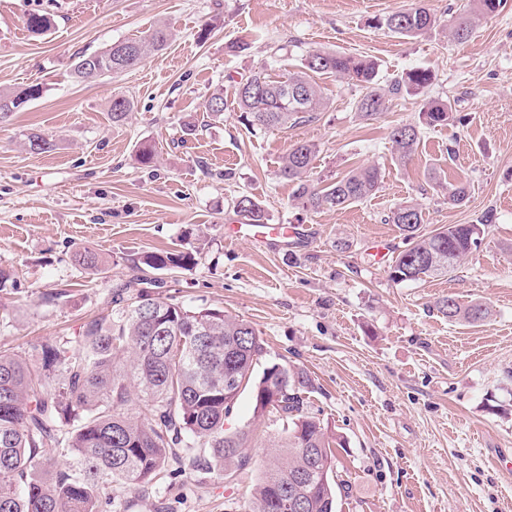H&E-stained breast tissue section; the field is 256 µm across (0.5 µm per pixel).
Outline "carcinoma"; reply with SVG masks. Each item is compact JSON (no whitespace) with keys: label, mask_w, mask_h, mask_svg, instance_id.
I'll return each instance as SVG.
<instances>
[{"label":"carcinoma","mask_w":512,"mask_h":512,"mask_svg":"<svg viewBox=\"0 0 512 512\" xmlns=\"http://www.w3.org/2000/svg\"><path fill=\"white\" fill-rule=\"evenodd\" d=\"M472 7L448 24L449 36L471 38L476 21L495 14L502 0H471ZM439 21L420 3L375 21V26L404 37H418ZM27 30L43 35L51 30L49 16L30 13ZM170 29L161 24L144 38L116 41L101 51L83 54L71 77L88 82L137 66L148 54L167 48ZM314 73L333 74L363 89L356 110L369 121L386 108L388 96L407 94L422 99L418 122L392 128L395 160L411 159L424 127L454 120L452 104L429 97L434 74L413 68L384 88L371 59L317 50L303 56L297 71L272 80L261 69L234 85V100L249 128L286 129L318 118L322 92ZM42 87L0 90V115L16 112L38 98ZM224 90L213 92L205 109L213 121L224 115ZM133 103L112 95V123L124 122ZM26 149L41 154L51 140L31 133ZM317 146L297 142L282 160L280 177L294 185V199L303 208L341 209L379 189L376 166H359L319 186L310 180ZM234 211L249 224H267L264 206L249 195L233 201ZM494 213L486 211L476 224H448L430 235L419 233L422 210L413 203L395 207L386 222L396 225L407 247L390 266L397 283L418 282L446 275L478 248L482 226ZM79 265L101 275L106 263L86 249L76 254ZM196 263L193 252L173 249L143 257L153 270H187ZM157 281L137 276L119 287L110 313L87 320L79 335L59 336L41 345L38 363L0 350V512H118L128 494H146L188 469L224 478L248 468L252 430L229 431L224 421L244 393L252 398L253 417L272 415L268 464L255 484L244 512H277L275 488L290 489L289 477L312 471L305 512H336L335 447L342 446L320 419L303 412L312 387L302 370L273 364L256 372L264 343L246 320L217 308H193L155 292ZM450 321L479 322L487 309L463 305L448 296L436 302Z\"/></svg>","instance_id":"obj_1"}]
</instances>
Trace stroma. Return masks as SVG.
Here are the masks:
<instances>
[{"instance_id":"obj_1","label":"stroma","mask_w":512,"mask_h":512,"mask_svg":"<svg viewBox=\"0 0 512 512\" xmlns=\"http://www.w3.org/2000/svg\"><path fill=\"white\" fill-rule=\"evenodd\" d=\"M416 0H0V90L40 85L42 94L0 120V267L14 287L0 291V349L35 361L40 344L77 335L110 311L114 287L138 273L149 253L189 248L188 271H160L162 292L191 307L220 308L251 322L265 347L261 365L286 363L313 383L304 411L342 437L337 512H512V0L479 21L466 42L449 20L469 0H425L438 25L418 38L372 27ZM50 14L34 36L25 14ZM167 25V49L134 69L90 83L70 71L82 53ZM206 40H199L202 28ZM244 40L248 50L230 52ZM288 50L273 56L274 45ZM376 61L386 85L414 68L430 69L431 97L450 101L459 122L423 129L399 167L388 134L418 119L419 98H391L378 119L360 117L361 89L318 76V120L286 129L247 130L233 97L235 78L265 69L274 78L312 50ZM223 87V121L197 135ZM130 98L113 124V94ZM54 150H25L28 133ZM317 144L313 182L350 165L378 166L371 197L343 209L306 212L278 170L296 142ZM158 155L138 164L141 144ZM466 184L469 200L448 202ZM255 197L272 223L294 227L285 242L232 237L239 195ZM419 204L421 233L472 224L486 210L477 250L455 271L393 282L389 267L405 240L386 215ZM95 250L110 267L90 274L73 257ZM453 296L489 310L481 322L448 321L435 308ZM236 481L186 471L135 500L130 512H239L267 462L254 445Z\"/></svg>"}]
</instances>
